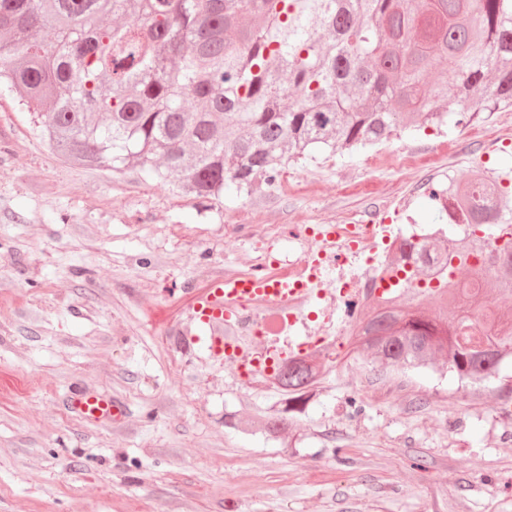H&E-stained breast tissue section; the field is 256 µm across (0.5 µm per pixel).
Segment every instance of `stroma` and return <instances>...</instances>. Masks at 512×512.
Masks as SVG:
<instances>
[{"label": "stroma", "instance_id": "obj_1", "mask_svg": "<svg viewBox=\"0 0 512 512\" xmlns=\"http://www.w3.org/2000/svg\"><path fill=\"white\" fill-rule=\"evenodd\" d=\"M478 168L512 170V106L199 199L65 159L1 88L0 512H512L511 359L479 384L323 362L305 414L272 440L224 417L273 406L277 390L181 338L192 291L305 253V227L381 215L407 236H460L426 190ZM77 389L122 401L121 423L76 415Z\"/></svg>", "mask_w": 512, "mask_h": 512}]
</instances>
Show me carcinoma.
<instances>
[{"label": "carcinoma", "instance_id": "1", "mask_svg": "<svg viewBox=\"0 0 512 512\" xmlns=\"http://www.w3.org/2000/svg\"><path fill=\"white\" fill-rule=\"evenodd\" d=\"M121 19L107 25L104 19ZM448 63L452 93L428 79ZM37 113L59 154L136 168L201 198L250 194L282 165L374 145L410 125L457 129L470 105H512V0H0V84ZM456 224L512 225L508 188L477 174L431 190ZM414 248L441 273L426 316L378 299L350 329L353 352L421 367L439 356L460 380L498 372L512 322L482 304L488 277L512 297V238L482 257L475 232ZM479 326L483 354L460 336ZM317 365L286 360L281 399L258 421L277 437L315 395Z\"/></svg>", "mask_w": 512, "mask_h": 512}]
</instances>
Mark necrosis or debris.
Wrapping results in <instances>:
<instances>
[{
    "label": "necrosis or debris",
    "instance_id": "1",
    "mask_svg": "<svg viewBox=\"0 0 512 512\" xmlns=\"http://www.w3.org/2000/svg\"><path fill=\"white\" fill-rule=\"evenodd\" d=\"M402 238L390 224H340L334 235H320L315 257L318 269H310L304 258L267 265L273 278L288 277L305 285L304 302L315 307L306 314L301 305L281 315L261 307L240 310L226 325L233 343L252 350L256 359L272 363L303 357L302 344L294 334L316 327L314 347L333 356L347 339L352 308L381 297L392 283L396 269L410 270L412 263L401 256ZM335 270L334 287L323 285L327 270Z\"/></svg>",
    "mask_w": 512,
    "mask_h": 512
}]
</instances>
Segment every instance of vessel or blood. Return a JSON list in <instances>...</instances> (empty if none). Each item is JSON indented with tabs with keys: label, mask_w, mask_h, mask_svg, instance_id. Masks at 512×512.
I'll use <instances>...</instances> for the list:
<instances>
[{
	"label": "vessel or blood",
	"mask_w": 512,
	"mask_h": 512,
	"mask_svg": "<svg viewBox=\"0 0 512 512\" xmlns=\"http://www.w3.org/2000/svg\"><path fill=\"white\" fill-rule=\"evenodd\" d=\"M297 288L260 275L218 277L195 294L188 309L193 325L185 334L190 344L211 355L224 354V323L240 309L253 305L287 308L289 299L300 296ZM72 409L90 421L117 422L125 414V406L104 395L79 391L71 398Z\"/></svg>",
	"instance_id": "obj_1"
}]
</instances>
